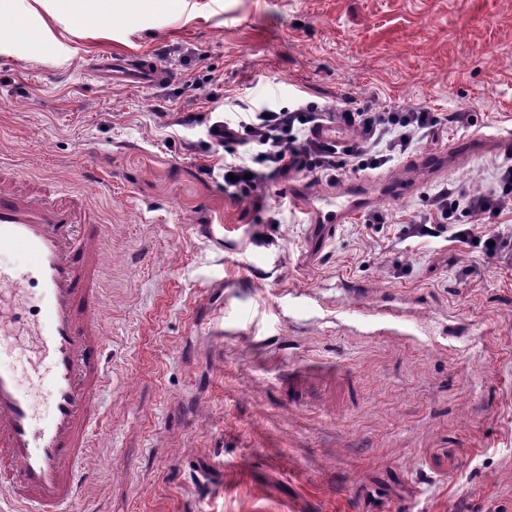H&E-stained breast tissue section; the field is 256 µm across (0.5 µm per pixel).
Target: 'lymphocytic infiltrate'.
<instances>
[{"instance_id":"1","label":"lymphocytic infiltrate","mask_w":512,"mask_h":512,"mask_svg":"<svg viewBox=\"0 0 512 512\" xmlns=\"http://www.w3.org/2000/svg\"><path fill=\"white\" fill-rule=\"evenodd\" d=\"M440 123L430 108L397 103L381 108L371 103L354 108L346 100L330 107L313 102L293 108L245 105L233 117L215 116L207 128L206 147L213 154L232 148L235 157L224 164V185L260 209L265 202L255 191L265 179L306 171L335 181L349 169H375L405 154L419 134L433 132ZM327 124L353 129L356 136L341 146L325 141L318 131ZM507 209H512V160L508 158L497 166L493 186L482 194L440 189L429 209L418 212L413 222L423 233L428 225L444 224L460 210L495 216Z\"/></svg>"}]
</instances>
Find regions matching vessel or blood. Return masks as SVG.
<instances>
[{
	"instance_id": "1",
	"label": "vessel or blood",
	"mask_w": 512,
	"mask_h": 512,
	"mask_svg": "<svg viewBox=\"0 0 512 512\" xmlns=\"http://www.w3.org/2000/svg\"><path fill=\"white\" fill-rule=\"evenodd\" d=\"M91 66L105 86H153L169 78L147 56L103 51ZM288 199L308 213L323 242L373 203L361 181L317 199L292 184ZM103 242L99 213L87 195L20 182L13 165L0 159V288L24 293L33 313L28 328L50 376L44 418L21 385L22 375L37 377V366L22 373L0 360V502L9 501L14 512H63L86 479L97 421L92 401L109 382L100 322ZM15 255L25 259L24 270L9 264Z\"/></svg>"
}]
</instances>
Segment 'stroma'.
Here are the masks:
<instances>
[{
  "label": "stroma",
  "mask_w": 512,
  "mask_h": 512,
  "mask_svg": "<svg viewBox=\"0 0 512 512\" xmlns=\"http://www.w3.org/2000/svg\"><path fill=\"white\" fill-rule=\"evenodd\" d=\"M38 40H0V157L86 193L106 227L112 386L71 512H512V254L410 221L439 189L484 191L512 134V0H127ZM168 87H106L86 58L157 56ZM212 73L204 98L187 79ZM280 105L426 106L434 137L330 182L379 195L322 250L294 205L233 198L198 170L205 119ZM188 108L204 121L166 127ZM471 109L473 127L455 112ZM477 139L417 182L411 160ZM364 287L371 313L354 306Z\"/></svg>",
  "instance_id": "stroma-1"
}]
</instances>
